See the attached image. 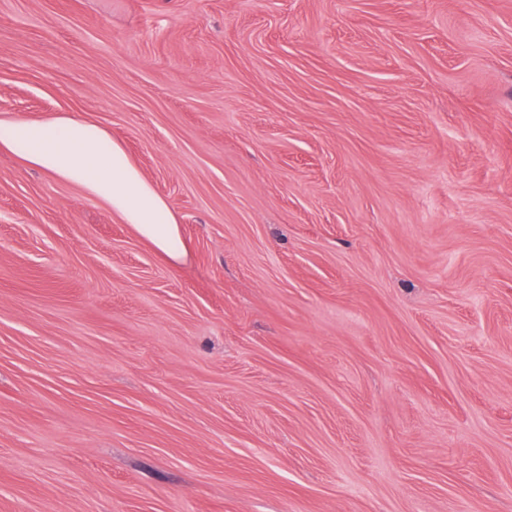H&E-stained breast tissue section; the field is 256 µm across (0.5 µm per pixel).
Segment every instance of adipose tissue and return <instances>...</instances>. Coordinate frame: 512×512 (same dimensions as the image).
I'll return each mask as SVG.
<instances>
[{
    "mask_svg": "<svg viewBox=\"0 0 512 512\" xmlns=\"http://www.w3.org/2000/svg\"><path fill=\"white\" fill-rule=\"evenodd\" d=\"M0 153L98 199L169 265L186 260V245L168 201L106 127L78 112H53L38 119L4 113Z\"/></svg>",
    "mask_w": 512,
    "mask_h": 512,
    "instance_id": "adipose-tissue-1",
    "label": "adipose tissue"
}]
</instances>
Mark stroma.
Wrapping results in <instances>:
<instances>
[{
	"mask_svg": "<svg viewBox=\"0 0 512 512\" xmlns=\"http://www.w3.org/2000/svg\"><path fill=\"white\" fill-rule=\"evenodd\" d=\"M170 267L0 154V512H512V0H0Z\"/></svg>",
	"mask_w": 512,
	"mask_h": 512,
	"instance_id": "obj_1",
	"label": "stroma"
}]
</instances>
